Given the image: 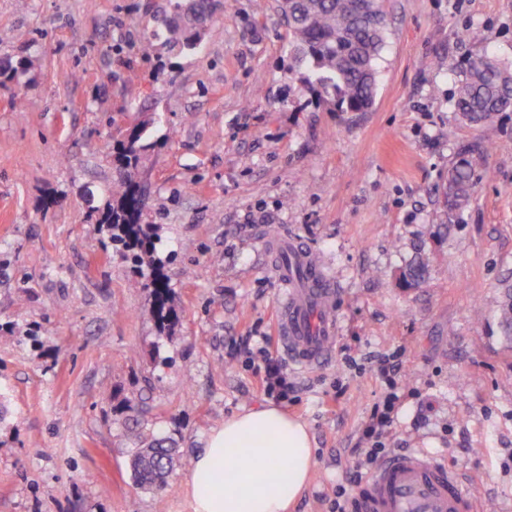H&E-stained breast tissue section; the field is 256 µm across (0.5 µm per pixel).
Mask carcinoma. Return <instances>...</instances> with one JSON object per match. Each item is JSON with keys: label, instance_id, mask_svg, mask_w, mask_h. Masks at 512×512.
I'll return each instance as SVG.
<instances>
[{"label": "carcinoma", "instance_id": "cac0c4a2", "mask_svg": "<svg viewBox=\"0 0 512 512\" xmlns=\"http://www.w3.org/2000/svg\"><path fill=\"white\" fill-rule=\"evenodd\" d=\"M276 12L288 19L290 70L302 88L333 106L336 112H367L373 106L379 80V61L386 47L388 24L383 0H275ZM217 0H167L159 27L141 41L142 54L164 52L176 57L195 53L219 33L213 22ZM32 60L8 58L0 63V80L21 89L28 81ZM453 107L461 119L473 124L494 122L501 112L512 111V68L484 51L472 58L458 82ZM152 117H139L125 126L127 137L116 140L112 151L114 176L107 199L97 209L95 223L106 225L113 245L121 247L139 274L136 288L154 295L152 315L162 331L172 332L179 315L172 288L155 255V227L142 223L146 203L141 178L158 141L151 133ZM480 145L466 147L448 169L446 197L450 208L465 210L475 187L469 155ZM428 265L421 250L405 266L401 281L414 287L425 281ZM494 311L501 336L512 343V283ZM174 466L172 448L154 438L133 454L130 468L136 486L155 490Z\"/></svg>", "mask_w": 512, "mask_h": 512}]
</instances>
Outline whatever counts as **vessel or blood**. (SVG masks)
<instances>
[{
	"label": "vessel or blood",
	"mask_w": 512,
	"mask_h": 512,
	"mask_svg": "<svg viewBox=\"0 0 512 512\" xmlns=\"http://www.w3.org/2000/svg\"><path fill=\"white\" fill-rule=\"evenodd\" d=\"M266 248L285 287L277 327L291 365L310 369L336 348V288L311 251L299 240L268 239ZM350 512H481L459 475L421 451L380 462L350 500Z\"/></svg>",
	"instance_id": "obj_1"
}]
</instances>
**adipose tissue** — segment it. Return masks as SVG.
<instances>
[{"mask_svg":"<svg viewBox=\"0 0 512 512\" xmlns=\"http://www.w3.org/2000/svg\"><path fill=\"white\" fill-rule=\"evenodd\" d=\"M314 464L307 425L279 406L234 415L196 457L194 512H286Z\"/></svg>","mask_w":512,"mask_h":512,"instance_id":"obj_1","label":"adipose tissue"}]
</instances>
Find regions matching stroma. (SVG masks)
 Listing matches in <instances>:
<instances>
[{"instance_id": "stroma-1", "label": "stroma", "mask_w": 512, "mask_h": 512, "mask_svg": "<svg viewBox=\"0 0 512 512\" xmlns=\"http://www.w3.org/2000/svg\"><path fill=\"white\" fill-rule=\"evenodd\" d=\"M165 6L0 0V57L33 61L23 90L0 84V512H193L189 463L210 434L275 402L252 359L277 333L271 233L322 262L340 321L319 367L271 345L298 384L275 403L316 456L288 512H329L390 393L386 454L423 450L489 512H512V349L470 318L512 272V112L467 125L451 103L476 54L512 63V0H384L377 95L360 113L312 102L288 72L287 28L255 0H222L221 33L197 54L141 55ZM470 28L480 41L461 39ZM138 114L156 120L144 221L180 312L171 336L84 201L104 205L114 128ZM476 141L489 150L471 158L472 201L450 211L448 170ZM418 247L429 276L407 288ZM148 433L186 461L160 491L131 477Z\"/></svg>"}]
</instances>
